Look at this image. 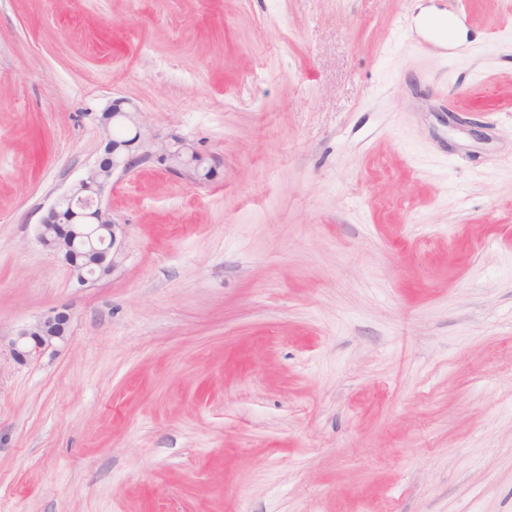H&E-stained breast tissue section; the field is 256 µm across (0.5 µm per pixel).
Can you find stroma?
I'll use <instances>...</instances> for the list:
<instances>
[{
  "label": "stroma",
  "mask_w": 512,
  "mask_h": 512,
  "mask_svg": "<svg viewBox=\"0 0 512 512\" xmlns=\"http://www.w3.org/2000/svg\"><path fill=\"white\" fill-rule=\"evenodd\" d=\"M0 0V512H512V0ZM136 113L112 273L37 239ZM186 141L195 181L160 159ZM71 316L67 309H53L20 328L6 340L13 359L26 362L34 354L67 339Z\"/></svg>",
  "instance_id": "35a3bbf8"
}]
</instances>
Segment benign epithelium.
<instances>
[{"instance_id": "obj_1", "label": "benign epithelium", "mask_w": 512, "mask_h": 512, "mask_svg": "<svg viewBox=\"0 0 512 512\" xmlns=\"http://www.w3.org/2000/svg\"><path fill=\"white\" fill-rule=\"evenodd\" d=\"M104 113L106 126H121L125 120L135 123L134 115L121 110L116 103L108 105ZM140 137L141 132L137 131L130 139L114 138L105 142L110 164L97 161L86 178L54 200L39 224L40 243L55 252L81 285L110 274L115 265L119 254L116 224L103 206L102 197L114 172H127L132 167L135 157L130 154L131 147ZM164 156L173 169L195 178L209 173L205 159L188 143H178L175 149L165 151ZM70 321L68 310L53 309L8 339L0 337V343H6L13 359L23 363L43 349L65 341Z\"/></svg>"}]
</instances>
